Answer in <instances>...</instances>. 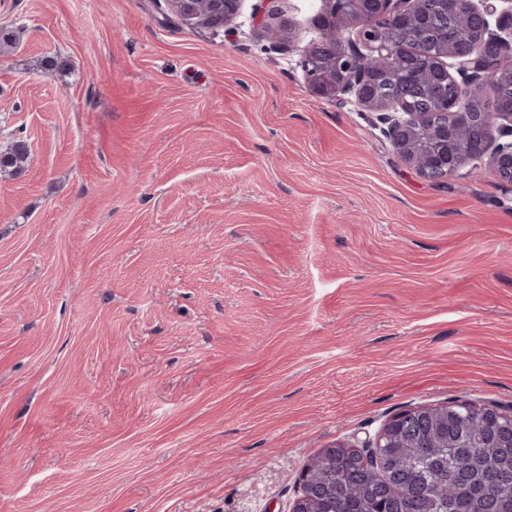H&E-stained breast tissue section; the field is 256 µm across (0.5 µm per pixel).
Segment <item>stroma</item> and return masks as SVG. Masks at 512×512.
Returning a JSON list of instances; mask_svg holds the SVG:
<instances>
[{
	"mask_svg": "<svg viewBox=\"0 0 512 512\" xmlns=\"http://www.w3.org/2000/svg\"><path fill=\"white\" fill-rule=\"evenodd\" d=\"M325 7L0 0V512H289L405 409L512 413V188L314 97ZM182 25L190 29L226 27L237 16L242 0H166ZM29 154L28 143L16 138L6 152H0V173L17 175L25 170Z\"/></svg>",
	"mask_w": 512,
	"mask_h": 512,
	"instance_id": "35a3bbf8",
	"label": "stroma"
}]
</instances>
